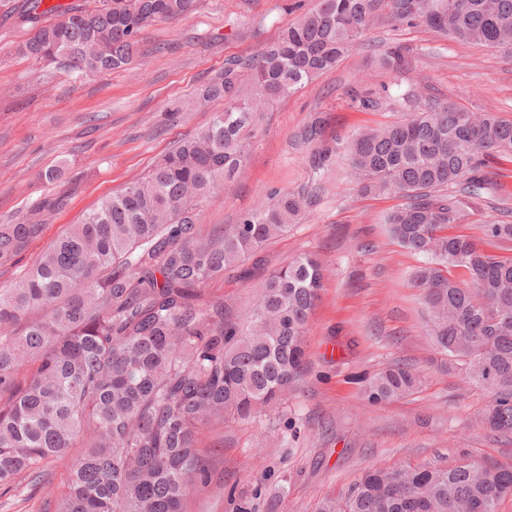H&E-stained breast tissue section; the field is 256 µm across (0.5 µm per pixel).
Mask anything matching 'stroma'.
<instances>
[{
    "instance_id": "stroma-1",
    "label": "stroma",
    "mask_w": 512,
    "mask_h": 512,
    "mask_svg": "<svg viewBox=\"0 0 512 512\" xmlns=\"http://www.w3.org/2000/svg\"><path fill=\"white\" fill-rule=\"evenodd\" d=\"M315 4L197 0L191 12L144 29L132 64L88 77L21 55L27 29L0 21V224L18 222L45 195L66 194L62 208L45 214L42 235L20 262L0 268V281L205 127L223 105L197 107V88L227 60L256 54ZM393 44L409 52L398 75L376 63ZM361 80L409 87L424 99L443 96L512 122V50L406 25L373 28L334 71L266 112L262 137L234 179L201 203L200 221L236 223L273 188L305 193L303 218L246 262L245 272L209 282L205 292L240 319L267 275L296 256L318 254L327 272L310 319L303 374L265 412L203 431L211 481L191 494L185 512H316L323 498L371 469L464 460L512 465V435L482 423L487 395L449 369L427 334L425 306L408 283L423 258L395 243L383 222L400 198L361 194L342 149L314 182L309 150L296 141L317 112L327 118L328 135L345 139L389 121L390 108L366 112L352 103L347 90ZM56 165L60 180L46 183L42 173ZM397 360L412 363L417 389L392 402H368L358 377Z\"/></svg>"
}]
</instances>
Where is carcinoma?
Here are the masks:
<instances>
[{"instance_id": "obj_1", "label": "carcinoma", "mask_w": 512, "mask_h": 512, "mask_svg": "<svg viewBox=\"0 0 512 512\" xmlns=\"http://www.w3.org/2000/svg\"><path fill=\"white\" fill-rule=\"evenodd\" d=\"M195 0H101L55 10L42 0H0V15L26 26L24 56L79 76L122 69L140 33L189 12ZM381 23L422 26L490 48H512V0H317L258 54L225 63L196 101L224 102L205 129L180 140L142 180L103 198L9 284L0 285V506L24 495L53 498V512H184L210 480L199 434L228 418L246 420L288 394L304 371L306 334L324 279L320 259L294 258L268 275L243 324L203 286L300 223L305 204L288 189L267 192L235 224L209 229L198 204L231 180L263 134L262 113L336 68ZM395 73L407 51L384 50ZM365 111L399 118L347 142L365 195L404 199L384 223L426 261L410 276L429 317V335L464 375L490 395L485 424L512 434V257L448 234L464 218L449 189L491 196L489 163L512 153V122L449 99L421 103L414 90L350 87ZM325 119L299 134L316 179L338 145ZM59 196L34 204L17 224H0V266L15 263L43 231ZM485 239L512 243L511 223L484 225ZM465 272L458 281L452 271ZM414 368L390 364L363 378L371 402L413 393ZM66 491L52 464L72 450ZM512 495V467L398 465L364 472L317 512H498Z\"/></svg>"}]
</instances>
